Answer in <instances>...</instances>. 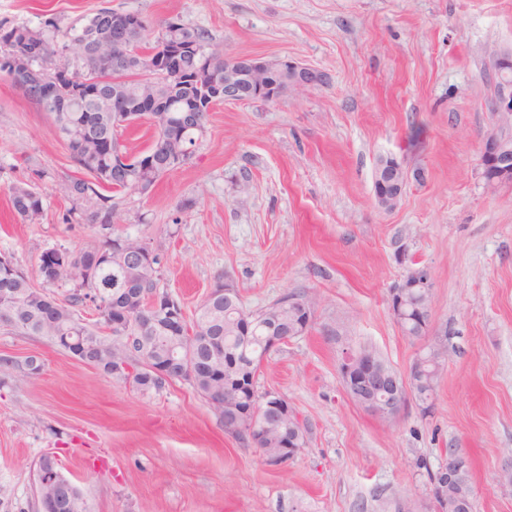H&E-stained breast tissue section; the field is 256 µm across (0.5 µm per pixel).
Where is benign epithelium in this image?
Returning <instances> with one entry per match:
<instances>
[{
  "label": "benign epithelium",
  "instance_id": "7a95c632",
  "mask_svg": "<svg viewBox=\"0 0 512 512\" xmlns=\"http://www.w3.org/2000/svg\"><path fill=\"white\" fill-rule=\"evenodd\" d=\"M112 30V41L82 40L71 46L78 55L95 54L106 57L107 46L117 48L126 43L134 32H144L143 21L124 12H114L108 17ZM138 58L140 81L143 86L141 111L130 112V106L120 97V88L109 82L98 83L101 96L112 102V111L122 118V125L129 126L149 119L153 128L165 129L169 126L171 113L166 98L155 92V87L184 74L187 57L197 48L186 45L179 39L162 41L156 50H137L129 47ZM112 65L124 64L126 54H112ZM6 72L10 73L14 84L28 97L38 98L41 90L28 81L30 72L26 59L19 54H10L7 58ZM326 72L312 68L288 57H224V77H209L203 74L195 78L197 96L188 97L184 102V112L191 114L204 110L212 111L220 102L245 103L262 99L273 102L286 94H291L320 85L326 81ZM500 85L494 95L491 111L495 112L500 125L512 121V57L500 59ZM123 141L116 137L112 141H98L96 148L104 152L112 151V157L129 165L133 157L122 152ZM481 166L484 177L490 186L512 180V147L506 144L495 131L488 133L481 150ZM375 180L379 183V200L383 206L392 205L389 188L407 181V173L395 158L378 164ZM149 246L141 239L124 242L116 249L114 260L122 266L137 267L156 258ZM433 276L426 266L412 269L397 283L390 292V311L397 326H403L410 305L423 298L425 328L431 326V302ZM207 300L213 304L241 301L238 289L231 283L221 288H212ZM151 313L136 318V313L127 308L112 309V331L122 334L130 326H137L139 339L144 340L162 331L172 339H178L191 333L188 318L180 309L167 313L162 309L159 299L151 300ZM316 301L304 294H289L271 304V307H286L293 311L292 321L278 327V333L270 340L269 348H275L290 339L306 333L312 325ZM224 330L214 325L200 334L197 341L179 355L171 358L161 367L152 361H145L141 369L150 377L157 376L166 381L174 379L191 381L198 371L213 360H224L225 371L213 373L214 383L220 392L232 396L224 403V431L230 434L247 428L251 431L266 430L273 424L292 421L288 427V442L281 445L274 456L266 449H260L266 461L277 466L293 458L306 445L305 425L298 418L294 408L283 395L268 391L257 395L254 377H243L235 361L224 359ZM68 353L83 362L88 360L91 343L85 336H67ZM344 393L359 408L371 415L392 420L397 418L410 403L420 408L429 407V391L421 373L419 360H414L409 370L402 374L386 368L380 356L371 349H361L347 354L339 366ZM56 455L45 454L43 461L37 464V482L40 508L42 512H70L74 500L76 485L67 479L61 471L54 468ZM469 470V460L460 450L448 449V460L440 467L444 480L433 487L434 497L448 506V512H469L470 493L462 488V473Z\"/></svg>",
  "mask_w": 512,
  "mask_h": 512
}]
</instances>
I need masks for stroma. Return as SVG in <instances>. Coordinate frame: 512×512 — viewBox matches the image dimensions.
I'll use <instances>...</instances> for the list:
<instances>
[{"mask_svg":"<svg viewBox=\"0 0 512 512\" xmlns=\"http://www.w3.org/2000/svg\"><path fill=\"white\" fill-rule=\"evenodd\" d=\"M103 6L145 17L148 45L177 19L223 54L329 74L272 103L217 104L186 164L150 195L113 198V232L149 243L186 314L225 280L251 311L315 295L311 328L272 349L256 383L288 398L307 445L269 465L189 381L145 392L0 326L15 363L0 371V512H39L48 452L89 512H439L430 475L449 448L470 461L474 512H512L496 481L512 456V181L488 185L480 165L512 0H0V22L66 27ZM387 157L408 174L391 211L374 197ZM77 173L51 117L0 72V257L32 281L46 252L108 234L70 214ZM24 184L43 197L27 219L10 204ZM413 262L433 275L431 330L415 341L388 301ZM438 339L448 360L430 412L412 403L383 421L345 396L346 353L372 348L404 373Z\"/></svg>","mask_w":512,"mask_h":512,"instance_id":"35a3bbf8","label":"stroma"}]
</instances>
